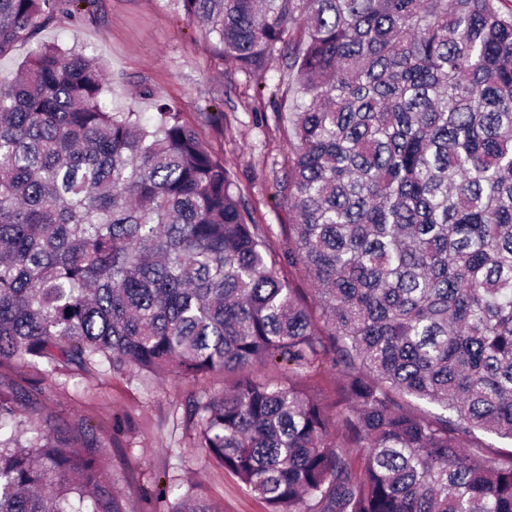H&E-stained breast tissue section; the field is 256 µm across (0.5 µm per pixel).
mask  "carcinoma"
I'll list each match as a JSON object with an SVG mask.
<instances>
[{"mask_svg": "<svg viewBox=\"0 0 512 512\" xmlns=\"http://www.w3.org/2000/svg\"><path fill=\"white\" fill-rule=\"evenodd\" d=\"M80 2L0 0V57ZM181 2L230 67L295 73L288 251L180 113L108 111L100 59L39 43L0 77V366L235 376L186 415L268 512H512L476 437L512 440V9ZM328 369L336 414L300 384ZM40 393L0 384V512H126L93 431L23 428Z\"/></svg>", "mask_w": 512, "mask_h": 512, "instance_id": "1", "label": "carcinoma"}]
</instances>
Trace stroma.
Here are the masks:
<instances>
[{"mask_svg": "<svg viewBox=\"0 0 512 512\" xmlns=\"http://www.w3.org/2000/svg\"><path fill=\"white\" fill-rule=\"evenodd\" d=\"M40 40L101 56L110 84L104 99L115 112L152 111L162 97L223 158L243 204L260 228L273 232L277 253L288 248V209L275 183L290 153L278 113L292 111L300 94L281 58L261 74L229 69L216 37L188 22L179 0H95L82 21L61 20ZM39 408L65 424L84 422L104 443L103 468L126 512H164L163 477L214 512H267L198 448L188 401L224 387L223 373L200 381L168 375L145 382L107 369L56 375L42 383Z\"/></svg>", "mask_w": 512, "mask_h": 512, "instance_id": "1", "label": "stroma"}]
</instances>
